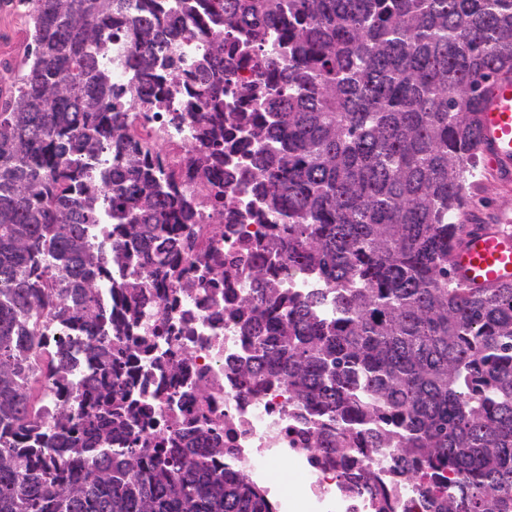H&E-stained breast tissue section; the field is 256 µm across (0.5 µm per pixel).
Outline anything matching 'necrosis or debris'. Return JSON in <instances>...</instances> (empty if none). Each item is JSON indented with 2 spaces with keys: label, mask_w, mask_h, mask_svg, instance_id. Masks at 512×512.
<instances>
[{
  "label": "necrosis or debris",
  "mask_w": 512,
  "mask_h": 512,
  "mask_svg": "<svg viewBox=\"0 0 512 512\" xmlns=\"http://www.w3.org/2000/svg\"><path fill=\"white\" fill-rule=\"evenodd\" d=\"M211 32L199 19L184 20L181 36L170 41L166 54L183 68L203 58L210 49ZM137 34L130 28L114 32L112 84L124 94L135 85ZM224 102L241 129L242 147L224 158V205L215 207L216 184L198 174L192 164L202 149L198 138L201 102L189 100L183 86L166 84L164 95L152 111L141 105L128 107L132 134L157 154L165 172L174 173L176 195L195 202V217L183 232L197 248H211L224 262V284L219 288H194L202 267L184 262L181 276L187 285L162 291L147 286L155 298L152 315L126 341L135 387L144 389L139 427L142 438L175 450L195 447L216 472L235 470L258 488L272 512H378V499L365 482L373 477L381 485L394 512H427L416 486L394 471L393 451L351 445L340 456H325L314 448L318 425L293 399L287 382L277 376L243 386L236 367L250 346L232 313L241 295L252 292L253 262L261 246L277 235L281 218L263 210L255 197L245 195L239 171L257 145L249 136L246 92L258 88L260 77L252 62L234 60ZM183 120H175V113ZM282 287L307 298L321 296V316H333L335 292L313 274H289ZM61 343L59 356L65 368L59 374L38 373L39 400L30 415L33 426L49 430L61 416L59 385L69 390L83 387L90 338L79 324L50 322L33 347L42 350ZM218 434V441L193 445L195 436ZM358 481H351V474Z\"/></svg>",
  "instance_id": "obj_1"
}]
</instances>
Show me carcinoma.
Returning a JSON list of instances; mask_svg holds the SVG:
<instances>
[{
  "label": "carcinoma",
  "mask_w": 512,
  "mask_h": 512,
  "mask_svg": "<svg viewBox=\"0 0 512 512\" xmlns=\"http://www.w3.org/2000/svg\"><path fill=\"white\" fill-rule=\"evenodd\" d=\"M213 27L191 71L206 97L199 126L218 178L237 141L224 124V54L266 73L250 137L252 194L288 236L253 269L239 299L253 353L240 375H276L298 402L336 423L316 449L396 448L394 468L429 512H512V285L457 283L451 247L479 165L484 95L512 74V0H192ZM31 42L0 101V512H264L260 492L193 452L153 448L135 430L137 392L115 352L143 317L137 278L112 283L126 306L112 339L88 347L84 391L57 427L30 424L32 337L44 318L95 335L106 268L85 237L96 223L84 183L98 156L117 224L112 258L145 240L138 261L159 288L179 286L181 232L193 206L171 192L127 133V108L104 60L112 29L139 33L134 97L183 71L164 55L179 28L153 0H39ZM200 286L224 283L203 253ZM309 271L336 290V315L279 288L276 270ZM128 441V447L115 448Z\"/></svg>",
  "instance_id": "cac0c4a2"
}]
</instances>
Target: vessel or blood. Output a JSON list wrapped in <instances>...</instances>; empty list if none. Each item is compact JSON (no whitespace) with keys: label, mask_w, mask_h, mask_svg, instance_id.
<instances>
[{"label":"vessel or blood","mask_w":512,"mask_h":512,"mask_svg":"<svg viewBox=\"0 0 512 512\" xmlns=\"http://www.w3.org/2000/svg\"><path fill=\"white\" fill-rule=\"evenodd\" d=\"M481 149L495 175L512 182V78L496 81L480 114ZM453 273L470 288L512 284V232L472 225L451 252Z\"/></svg>","instance_id":"vessel-or-blood-1"}]
</instances>
